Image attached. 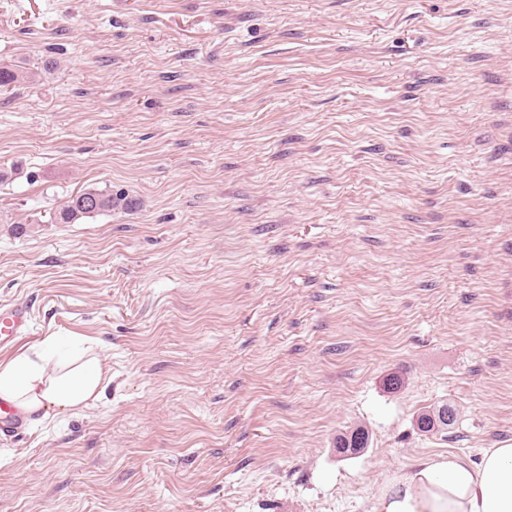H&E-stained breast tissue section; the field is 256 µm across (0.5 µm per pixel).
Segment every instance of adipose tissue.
Returning <instances> with one entry per match:
<instances>
[{"mask_svg":"<svg viewBox=\"0 0 512 512\" xmlns=\"http://www.w3.org/2000/svg\"><path fill=\"white\" fill-rule=\"evenodd\" d=\"M110 382L91 342L63 351L55 337L0 362V401L24 419L95 405ZM371 512H512V443L473 462L451 454L420 459L373 497Z\"/></svg>","mask_w":512,"mask_h":512,"instance_id":"obj_1","label":"adipose tissue"}]
</instances>
